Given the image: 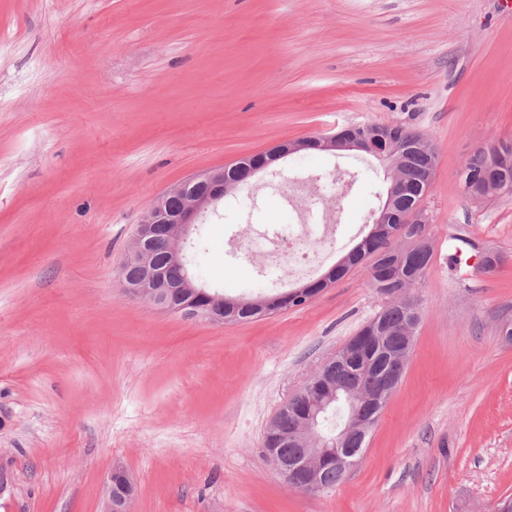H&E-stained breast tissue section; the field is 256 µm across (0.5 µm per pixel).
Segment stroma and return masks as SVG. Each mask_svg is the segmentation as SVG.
<instances>
[{
	"mask_svg": "<svg viewBox=\"0 0 512 512\" xmlns=\"http://www.w3.org/2000/svg\"><path fill=\"white\" fill-rule=\"evenodd\" d=\"M403 123L439 151L433 261L404 378L357 464L286 486L262 438L283 403L386 304L366 265L305 305L239 323L124 290L141 216L191 175L294 139ZM512 140V0H0V512H494L512 498V196L459 172ZM301 180L335 224L321 276L366 235L383 170L360 151L289 156L206 218L200 282L297 287L244 247L287 230ZM504 264L448 267L457 225ZM120 482L129 491L132 486L130 479L121 471L114 472L107 478L104 483V496H105V512H128L131 495H128L123 503H114L112 501V483Z\"/></svg>",
	"mask_w": 512,
	"mask_h": 512,
	"instance_id": "1",
	"label": "stroma"
}]
</instances>
